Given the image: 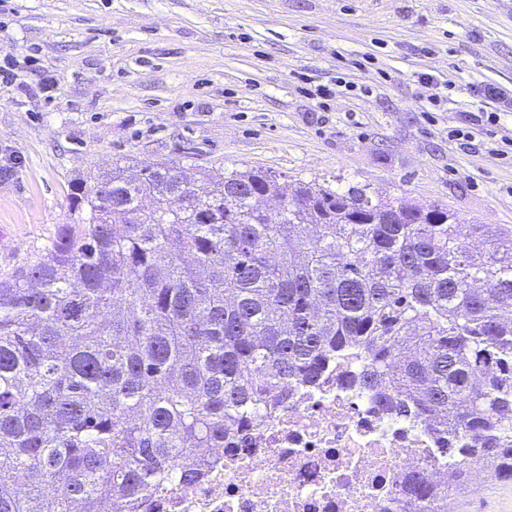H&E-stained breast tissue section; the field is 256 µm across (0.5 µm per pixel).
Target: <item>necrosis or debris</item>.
I'll list each match as a JSON object with an SVG mask.
<instances>
[{
    "instance_id": "1",
    "label": "necrosis or debris",
    "mask_w": 512,
    "mask_h": 512,
    "mask_svg": "<svg viewBox=\"0 0 512 512\" xmlns=\"http://www.w3.org/2000/svg\"><path fill=\"white\" fill-rule=\"evenodd\" d=\"M440 446L423 420L383 416L331 371L263 416L250 454L205 449L201 478L161 483L141 512H432L401 486L415 470L447 476Z\"/></svg>"
}]
</instances>
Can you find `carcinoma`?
<instances>
[{"label":"carcinoma","mask_w":512,"mask_h":512,"mask_svg":"<svg viewBox=\"0 0 512 512\" xmlns=\"http://www.w3.org/2000/svg\"><path fill=\"white\" fill-rule=\"evenodd\" d=\"M71 201L77 222L0 280V512H138L201 476L185 453L248 450L262 413L339 359L460 456L448 487L412 474L405 495L456 512L468 469L512 474L511 225L166 164L116 166Z\"/></svg>","instance_id":"cac0c4a2"}]
</instances>
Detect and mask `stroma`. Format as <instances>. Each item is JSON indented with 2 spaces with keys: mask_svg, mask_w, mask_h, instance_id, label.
<instances>
[{
  "mask_svg": "<svg viewBox=\"0 0 512 512\" xmlns=\"http://www.w3.org/2000/svg\"><path fill=\"white\" fill-rule=\"evenodd\" d=\"M13 50L38 62L0 91V278L74 222V183L116 163L365 185L512 225V157L491 151L512 112L477 95L512 92V0H8ZM45 71L50 102L33 92ZM340 77L350 90L309 96ZM482 111L500 113L493 133L449 141ZM462 503L512 512V479Z\"/></svg>",
  "mask_w": 512,
  "mask_h": 512,
  "instance_id": "1",
  "label": "stroma"
}]
</instances>
